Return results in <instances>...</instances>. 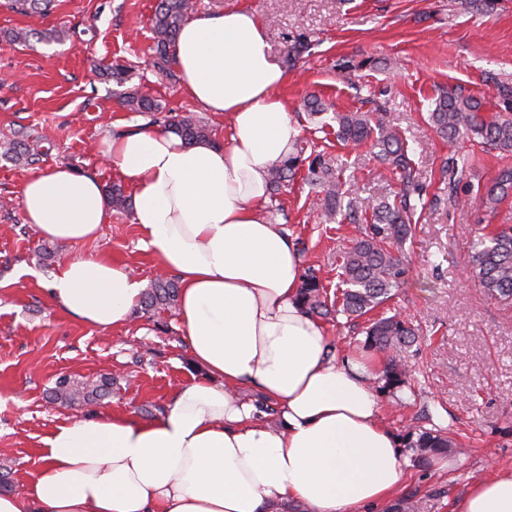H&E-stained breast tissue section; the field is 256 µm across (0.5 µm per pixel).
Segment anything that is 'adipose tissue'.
Returning a JSON list of instances; mask_svg holds the SVG:
<instances>
[{"mask_svg":"<svg viewBox=\"0 0 512 512\" xmlns=\"http://www.w3.org/2000/svg\"><path fill=\"white\" fill-rule=\"evenodd\" d=\"M173 53L185 91L229 120L223 145L139 128L105 139L101 155L133 189L144 247L179 279L177 316L203 375L152 420L94 414L55 427L0 512H280L292 501L371 512L405 480L401 449L380 419L372 360L331 354L297 299L300 251L264 212L267 169L299 136L266 26L247 10L196 14ZM20 201L41 236L67 244L110 218L98 176L67 165L29 176ZM142 290L99 254L65 258L47 288L100 331L123 325ZM244 387L274 405L275 423ZM453 512H512V472L475 484Z\"/></svg>","mask_w":512,"mask_h":512,"instance_id":"obj_1","label":"adipose tissue"}]
</instances>
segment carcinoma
Wrapping results in <instances>:
<instances>
[{
  "label": "carcinoma",
  "instance_id": "obj_1",
  "mask_svg": "<svg viewBox=\"0 0 512 512\" xmlns=\"http://www.w3.org/2000/svg\"><path fill=\"white\" fill-rule=\"evenodd\" d=\"M55 0H8V7L18 13L43 16ZM194 0H157L152 18L153 43L150 46L153 66L173 74V46L183 23L194 13ZM122 101L131 112H150L154 122L188 145L214 144L212 129L192 112H164L160 103L138 90L121 93ZM481 102L472 96L445 92L434 101L428 120L443 139L452 141L480 140L501 152L512 153V113L489 118L480 114ZM336 139L360 145L372 141L376 158L383 170L396 176L399 191L393 198L366 200L345 195L340 190L336 169L321 156L312 159L305 182L313 193V204L325 220L333 222L346 212L353 224L361 225L358 236L344 252L341 264L340 295L328 302L316 270L303 273L298 301L306 312L326 318L338 310L361 318L388 302L393 290L400 287L408 275L403 260L404 246L418 221V204L423 189L418 170L410 158L399 132L382 113H336ZM52 143L46 139L15 136L0 143V156L27 164L49 153ZM300 157L290 156L276 161L269 169V184L280 190L298 168ZM512 193V168L501 171L497 181L483 195L484 218L494 216L499 201ZM112 210L125 213L131 209L130 196L122 185L113 183L105 188ZM469 273L476 286L489 297L512 304V225L501 224L495 232L482 234L474 240L468 260ZM180 288L172 278L159 277L142 296L141 310H172L178 305ZM362 347L386 355L382 371L383 388L394 392L408 383L407 353L416 343L414 325L398 314L383 316L369 322L364 330ZM112 376L102 374L94 379L76 380L67 375L58 377L49 391L50 403L66 409L84 408L110 395ZM403 447L420 467L430 465L432 458L457 448L448 433L438 429L411 426L402 435Z\"/></svg>",
  "mask_w": 512,
  "mask_h": 512
}]
</instances>
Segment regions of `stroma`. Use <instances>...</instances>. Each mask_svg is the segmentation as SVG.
Segmentation results:
<instances>
[{
  "label": "stroma",
  "instance_id": "1",
  "mask_svg": "<svg viewBox=\"0 0 512 512\" xmlns=\"http://www.w3.org/2000/svg\"><path fill=\"white\" fill-rule=\"evenodd\" d=\"M155 0H58L37 20L0 6V136L16 131L47 137L50 154L32 165L0 158V469H8L11 492L22 491L37 472L43 439L72 417L46 401L59 374L113 377L101 414L153 418L175 392L200 377L176 311L130 315L109 331L70 317L46 292L59 259L99 253L131 269L144 285L159 273L140 243L133 214L111 212L92 241L70 246L40 237L20 204L30 174L65 164L96 173L104 184L120 182L100 154L104 137L148 123L124 108L114 82L100 68L116 63L134 69L132 87L165 110L201 112L217 138L224 115L201 111L184 91L152 65ZM202 14L244 8L266 23L274 59L288 82L282 90L298 125V144L316 150L344 171V188L372 199L393 194L397 182L378 178L370 144L353 146L319 132L318 118L303 102L315 94L334 111L386 109L421 173L426 209L405 244L410 273L377 315L400 314L420 329L411 377L400 391L382 394V421L403 435L407 424L453 431L461 450L448 467L416 466L403 455L401 496L417 512H452L473 484L512 471V306L489 299L467 281L465 268L474 218L440 174L444 158H467L464 179L474 189L491 185L512 166V155L469 142L440 138L428 122L433 99L456 92L479 99L484 115L512 107V0L491 10L472 0H197ZM68 30L64 41L44 31ZM26 33L23 41L13 40ZM298 39L312 49L296 60L288 50ZM274 223L284 225L303 247L304 267L314 268L328 293L339 282L340 254L353 226L326 222L308 198L303 178L270 195ZM49 247L54 259H44ZM335 352L361 351L365 321L339 313L321 320Z\"/></svg>",
  "mask_w": 512,
  "mask_h": 512
}]
</instances>
